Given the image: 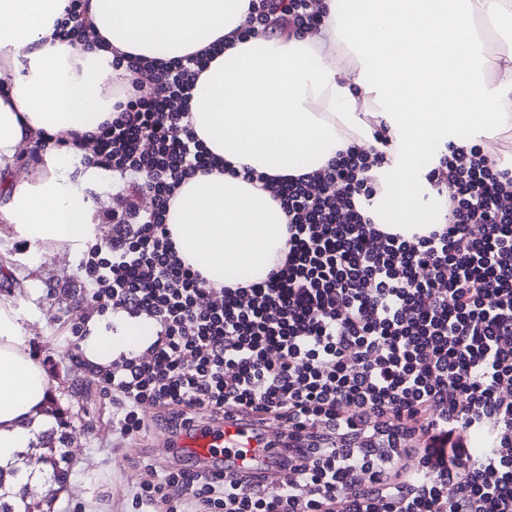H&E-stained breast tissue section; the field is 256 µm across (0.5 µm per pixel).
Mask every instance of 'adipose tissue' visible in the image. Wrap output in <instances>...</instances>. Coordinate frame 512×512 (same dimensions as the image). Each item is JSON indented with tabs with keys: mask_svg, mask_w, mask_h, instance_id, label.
Masks as SVG:
<instances>
[{
	"mask_svg": "<svg viewBox=\"0 0 512 512\" xmlns=\"http://www.w3.org/2000/svg\"><path fill=\"white\" fill-rule=\"evenodd\" d=\"M67 0H0V257L21 239L36 254L75 253L97 242L83 188L63 184L70 152L47 150L34 175L17 160L44 134L88 133L129 83L113 50L146 58L203 50L243 24L248 0H90L104 47L54 38ZM326 20L301 36H258L227 46L200 74L193 128L224 162L271 176L318 170L351 146L372 144L385 123L392 157L379 218L411 232L439 215L421 161L447 142L480 138L498 151L512 137V0H320ZM179 257L209 282L264 280L285 250L287 218L256 184L213 170L188 179L167 215ZM28 313L0 295V468L52 426L49 382L29 353ZM145 322L95 332L85 358L106 365L133 351Z\"/></svg>",
	"mask_w": 512,
	"mask_h": 512,
	"instance_id": "ef3b65f1",
	"label": "adipose tissue"
}]
</instances>
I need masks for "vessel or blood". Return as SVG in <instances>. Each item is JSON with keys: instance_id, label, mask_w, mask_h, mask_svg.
Instances as JSON below:
<instances>
[{"instance_id": "obj_1", "label": "vessel or blood", "mask_w": 512, "mask_h": 512, "mask_svg": "<svg viewBox=\"0 0 512 512\" xmlns=\"http://www.w3.org/2000/svg\"><path fill=\"white\" fill-rule=\"evenodd\" d=\"M275 438L276 431L272 428L260 440L249 428L226 422L187 431L181 435L178 445L186 454L205 460L211 468L228 466L265 475L276 468V451L268 446Z\"/></svg>"}]
</instances>
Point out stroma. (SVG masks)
<instances>
[{
  "instance_id": "obj_1",
  "label": "stroma",
  "mask_w": 512,
  "mask_h": 512,
  "mask_svg": "<svg viewBox=\"0 0 512 512\" xmlns=\"http://www.w3.org/2000/svg\"><path fill=\"white\" fill-rule=\"evenodd\" d=\"M12 251L17 259L12 273H0V294L24 282L20 294L35 313L28 324L30 352L48 376L54 403L68 418L59 434L70 452L71 475L53 503L54 512H134L132 497L151 480L152 468L170 465L168 425L159 410L146 404L140 409L143 436L124 440L115 433L116 405L85 362L80 344L91 318L108 332H117L118 326L109 300L92 299L80 288L79 255L46 257L33 267L25 258V242L13 241Z\"/></svg>"
}]
</instances>
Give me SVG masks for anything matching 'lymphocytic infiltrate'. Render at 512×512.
I'll return each mask as SVG.
<instances>
[{
  "label": "lymphocytic infiltrate",
  "instance_id": "obj_1",
  "mask_svg": "<svg viewBox=\"0 0 512 512\" xmlns=\"http://www.w3.org/2000/svg\"><path fill=\"white\" fill-rule=\"evenodd\" d=\"M90 0H67L60 40H99ZM311 0H250L245 40L318 29ZM223 42L166 61L114 52L112 66L151 74L124 92L93 139L92 165L121 181L108 249L81 259L91 298L157 327L149 357L101 376L116 428L143 430L144 403L180 433L206 423L287 420L284 489L261 477L183 464L143 483L154 512H512V168L479 145H446L425 176L446 196L440 227L378 229L373 170L391 147H349L320 170L267 177L244 169L285 213L287 252L267 278L215 287L179 258L166 224L182 184L216 162L192 127L200 73ZM484 446L473 451L471 439ZM415 459L407 468V459Z\"/></svg>",
  "mask_w": 512,
  "mask_h": 512
}]
</instances>
